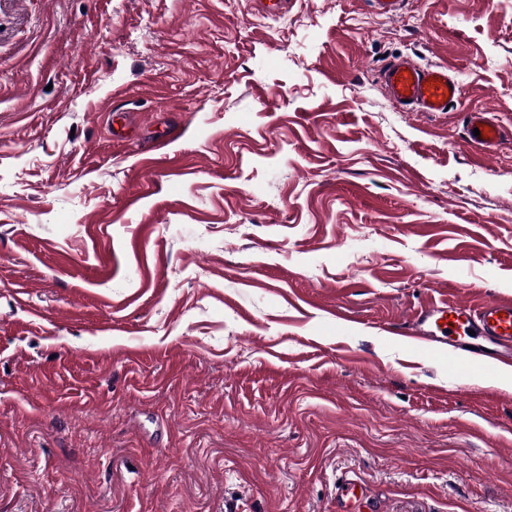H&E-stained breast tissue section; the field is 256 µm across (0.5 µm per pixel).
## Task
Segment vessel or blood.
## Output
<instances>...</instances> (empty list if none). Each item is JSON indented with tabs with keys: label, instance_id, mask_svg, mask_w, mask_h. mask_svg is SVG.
<instances>
[{
	"label": "vessel or blood",
	"instance_id": "1",
	"mask_svg": "<svg viewBox=\"0 0 512 512\" xmlns=\"http://www.w3.org/2000/svg\"><path fill=\"white\" fill-rule=\"evenodd\" d=\"M379 78L389 99L410 112H444L459 102L462 86L452 70L444 65L423 67L407 58L383 64ZM473 131L469 143L480 152L495 153L506 139V132L492 113L474 111L468 115ZM414 343L428 349L439 343L459 354L467 362L474 339L493 341L498 350L496 360H512V300L495 299L478 305L441 302L417 311L412 317Z\"/></svg>",
	"mask_w": 512,
	"mask_h": 512
}]
</instances>
